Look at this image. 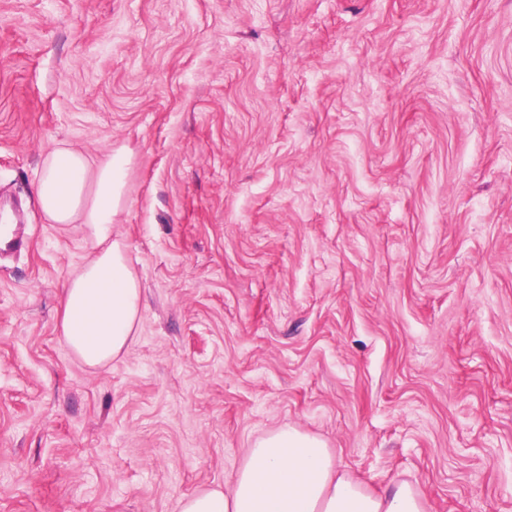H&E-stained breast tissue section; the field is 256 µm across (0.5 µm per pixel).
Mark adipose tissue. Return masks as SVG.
I'll return each instance as SVG.
<instances>
[{
	"instance_id": "obj_1",
	"label": "adipose tissue",
	"mask_w": 512,
	"mask_h": 512,
	"mask_svg": "<svg viewBox=\"0 0 512 512\" xmlns=\"http://www.w3.org/2000/svg\"><path fill=\"white\" fill-rule=\"evenodd\" d=\"M132 155L110 150L99 162L71 146L43 160L36 192L55 224H85L98 250L68 281L60 333L89 367L130 346L142 313V288L127 262V246L112 224L125 203ZM179 512H428L423 495L402 482L384 493L339 469L321 437L286 425L258 437L226 488L183 497Z\"/></svg>"
}]
</instances>
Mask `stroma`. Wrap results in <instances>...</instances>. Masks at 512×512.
Masks as SVG:
<instances>
[{"instance_id": "1", "label": "stroma", "mask_w": 512, "mask_h": 512, "mask_svg": "<svg viewBox=\"0 0 512 512\" xmlns=\"http://www.w3.org/2000/svg\"><path fill=\"white\" fill-rule=\"evenodd\" d=\"M133 163L145 305L90 368L95 253L35 192ZM0 512H178L291 424L372 490L512 512V0H0Z\"/></svg>"}]
</instances>
